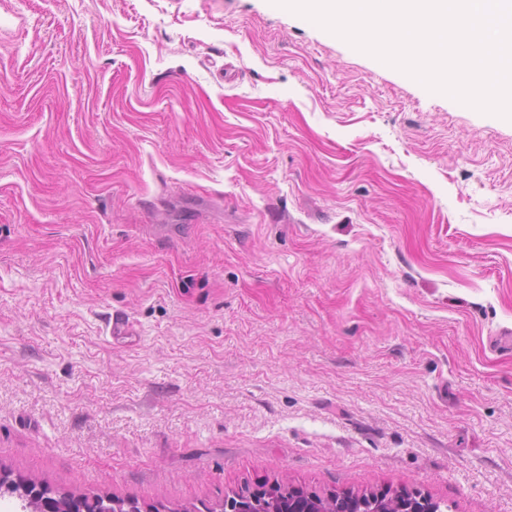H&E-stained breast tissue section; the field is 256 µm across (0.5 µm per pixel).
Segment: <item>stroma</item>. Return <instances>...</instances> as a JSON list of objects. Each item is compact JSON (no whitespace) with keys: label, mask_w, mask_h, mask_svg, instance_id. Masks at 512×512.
<instances>
[{"label":"stroma","mask_w":512,"mask_h":512,"mask_svg":"<svg viewBox=\"0 0 512 512\" xmlns=\"http://www.w3.org/2000/svg\"><path fill=\"white\" fill-rule=\"evenodd\" d=\"M3 470L512 512V121L271 0H0Z\"/></svg>","instance_id":"1"}]
</instances>
